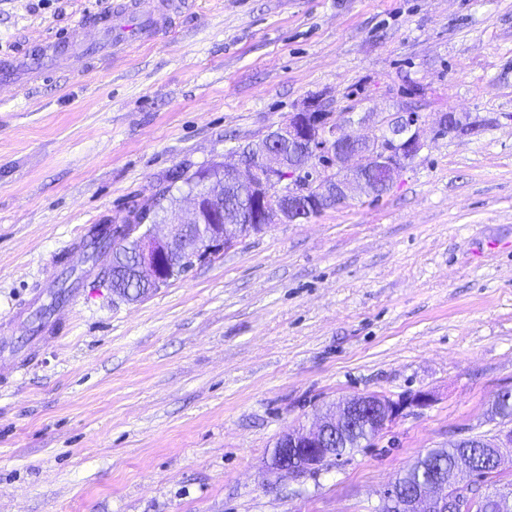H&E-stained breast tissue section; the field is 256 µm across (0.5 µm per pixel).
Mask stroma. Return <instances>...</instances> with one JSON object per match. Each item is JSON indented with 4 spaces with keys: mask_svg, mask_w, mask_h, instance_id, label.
I'll return each instance as SVG.
<instances>
[{
    "mask_svg": "<svg viewBox=\"0 0 512 512\" xmlns=\"http://www.w3.org/2000/svg\"><path fill=\"white\" fill-rule=\"evenodd\" d=\"M90 0H0V51ZM174 32L13 94L0 84V323L75 230L237 159L306 102L414 111L382 196L238 239L148 297L106 278L0 386V512H376L420 453L492 438L512 390V0H187ZM454 112L465 134L438 133ZM428 393L352 456L268 468L283 434L360 394Z\"/></svg>",
    "mask_w": 512,
    "mask_h": 512,
    "instance_id": "stroma-1",
    "label": "stroma"
}]
</instances>
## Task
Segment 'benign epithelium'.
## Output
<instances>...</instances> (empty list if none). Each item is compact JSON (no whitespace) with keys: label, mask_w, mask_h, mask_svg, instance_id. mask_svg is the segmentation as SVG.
Wrapping results in <instances>:
<instances>
[{"label":"benign epithelium","mask_w":512,"mask_h":512,"mask_svg":"<svg viewBox=\"0 0 512 512\" xmlns=\"http://www.w3.org/2000/svg\"><path fill=\"white\" fill-rule=\"evenodd\" d=\"M377 134L354 137L351 122L333 118L311 101L268 132L265 145L254 146L243 154L239 163L224 162V180L215 181L194 194L193 217L184 221L174 213L160 235L156 225L137 237L135 277L152 288L166 285L172 278L169 259L175 253L185 254L193 263L205 261L244 236L245 231L258 233L274 223H296L316 213L333 209L359 193L377 194L378 185L371 172L381 171L383 188L390 187L406 162L422 149V119L416 112H401L392 121L368 113ZM356 164H351L352 160ZM291 171V182L285 188L282 173ZM237 186L247 192L249 200L242 209H224V223L202 224L209 204L222 205L225 189ZM427 393L392 399L377 394L358 395L347 399L334 413H325L311 430H292L281 436V448L288 455H304L309 469L322 463L319 450L328 434L341 432L345 423L356 417L364 428L383 430L411 406L426 407ZM492 448L497 466L505 462V452L512 448V431L501 434ZM473 471L461 462L448 474V481H431L419 489V497L427 502L430 512H512V495L496 491L476 496L468 491L466 479Z\"/></svg>","instance_id":"benign-epithelium-1"}]
</instances>
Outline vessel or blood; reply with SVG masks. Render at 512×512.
<instances>
[{"label":"vessel or blood","instance_id":"b4317fda","mask_svg":"<svg viewBox=\"0 0 512 512\" xmlns=\"http://www.w3.org/2000/svg\"><path fill=\"white\" fill-rule=\"evenodd\" d=\"M177 10L173 0H110L104 8L83 12L75 22V35L47 36L34 53H0V82L23 89L61 71H83L90 63L84 44L105 42L110 53L125 52L132 43L153 41L158 31L171 26ZM63 331L60 321H44L31 348L0 344V385H8L29 365L37 348L57 342Z\"/></svg>","mask_w":512,"mask_h":512}]
</instances>
